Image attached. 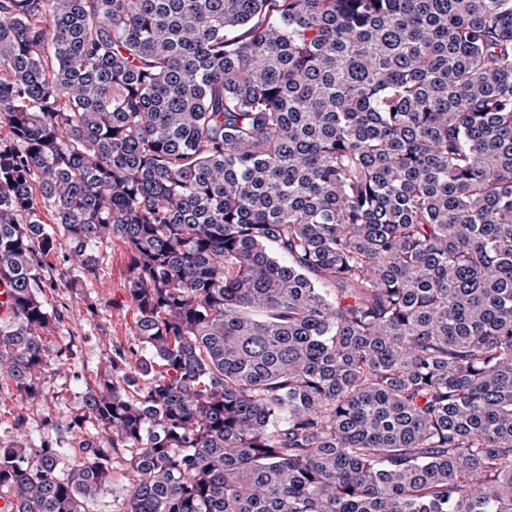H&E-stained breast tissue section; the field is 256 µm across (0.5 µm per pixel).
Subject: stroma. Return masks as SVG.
<instances>
[{
  "mask_svg": "<svg viewBox=\"0 0 512 512\" xmlns=\"http://www.w3.org/2000/svg\"><path fill=\"white\" fill-rule=\"evenodd\" d=\"M103 271L90 285L64 289L71 307V317L53 332L49 347L73 344L72 358L52 362L37 381L36 405L19 402L10 386H0V444L16 439L13 416L26 417L30 445H38L46 431L45 420L68 426L87 382L95 380L115 347L129 346L134 312L124 291L130 257L121 242L108 244L104 250Z\"/></svg>",
  "mask_w": 512,
  "mask_h": 512,
  "instance_id": "stroma-1",
  "label": "stroma"
}]
</instances>
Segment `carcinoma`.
<instances>
[{
  "mask_svg": "<svg viewBox=\"0 0 512 512\" xmlns=\"http://www.w3.org/2000/svg\"><path fill=\"white\" fill-rule=\"evenodd\" d=\"M2 124L0 383L134 342L0 512H512V0H0ZM104 253L101 276L91 285L64 288L62 295L71 307V317L64 326L53 332L48 341L52 364L42 373L36 384L39 389L37 404L19 402L12 386H0V444L16 439L18 432L12 426L14 414L26 417L28 443L34 448L46 435L43 422L51 419L65 429L63 436L81 435L77 429H66L87 381H94L115 346L128 347L133 343L131 327L134 312L124 291L130 257L117 240L100 249ZM74 335V336H73ZM72 339L73 358L57 362L55 349ZM114 467L117 473L115 484L101 492L88 504L90 512H123L127 497V483L122 479L120 473L125 467L119 459L114 460Z\"/></svg>",
  "mask_w": 512,
  "mask_h": 512,
  "instance_id": "obj_1",
  "label": "carcinoma"
}]
</instances>
